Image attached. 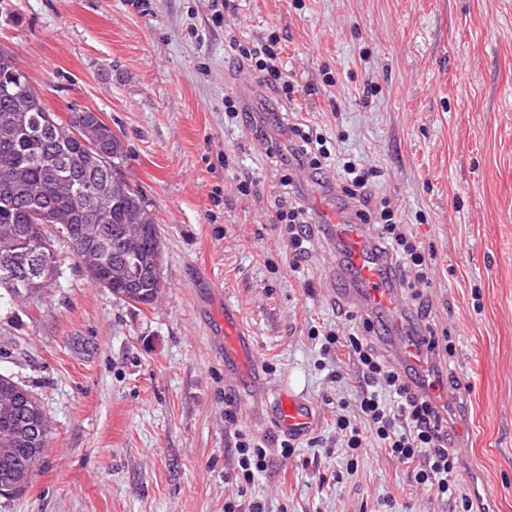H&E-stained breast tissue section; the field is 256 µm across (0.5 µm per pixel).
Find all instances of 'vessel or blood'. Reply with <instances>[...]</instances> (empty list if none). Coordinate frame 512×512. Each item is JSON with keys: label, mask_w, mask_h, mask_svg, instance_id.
<instances>
[{"label": "vessel or blood", "mask_w": 512, "mask_h": 512, "mask_svg": "<svg viewBox=\"0 0 512 512\" xmlns=\"http://www.w3.org/2000/svg\"><path fill=\"white\" fill-rule=\"evenodd\" d=\"M334 231L341 254L336 274L345 295L376 313L394 318V330H401L397 317L404 307V298L398 285L387 276V262L372 246L369 227L357 223L352 214L341 212L336 216ZM391 358L401 369L415 374L417 389L423 396L437 402L447 400V389L431 379L432 359L423 337L416 335L404 340L400 348L392 351ZM255 361L256 352L241 331L239 313L225 309V367L237 376L249 371ZM267 411L277 431L295 440L310 434L319 420L315 404L285 380L277 386Z\"/></svg>", "instance_id": "obj_1"}]
</instances>
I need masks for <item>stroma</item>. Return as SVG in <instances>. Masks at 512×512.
<instances>
[{"instance_id":"35a3bbf8","label":"stroma","mask_w":512,"mask_h":512,"mask_svg":"<svg viewBox=\"0 0 512 512\" xmlns=\"http://www.w3.org/2000/svg\"><path fill=\"white\" fill-rule=\"evenodd\" d=\"M272 36L291 102L230 47ZM0 43L52 112L90 109L120 134L164 250L147 306L95 286L61 240L51 288L25 302L0 288V373L50 427L0 512H459L376 442L347 474L336 412L357 413L356 367L311 336L365 317L331 276L344 202L272 164L250 126L226 121L228 97L276 141L284 118L314 115L337 155L381 170L376 193L434 253L429 313L402 324L451 337L435 369L462 491L512 512V0H232L219 15L209 0H0ZM286 177L315 218L299 257L269 220ZM228 306L255 345L248 383L225 373L214 333ZM285 378L319 412L289 455L262 418L263 383ZM245 437L268 450L251 485L237 477Z\"/></svg>"}]
</instances>
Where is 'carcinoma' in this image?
I'll use <instances>...</instances> for the list:
<instances>
[{"mask_svg":"<svg viewBox=\"0 0 512 512\" xmlns=\"http://www.w3.org/2000/svg\"><path fill=\"white\" fill-rule=\"evenodd\" d=\"M16 71V52L7 45L0 48V78ZM19 90L18 99L0 91V125L8 122L19 128L11 139H0V194L8 190L13 196L14 210L6 223L17 229L15 242L0 241V268L7 264L10 250L40 248L46 253L49 273L43 287H48L56 275L58 256L54 240L39 215L47 210L71 213L69 228L62 232V237L69 249H78L84 244L81 213L96 202L94 223L108 225L98 240L106 263L91 282L129 304H152L163 288L162 276L155 275L154 269L164 263V254L154 250L153 232L160 231L154 213L142 192L125 181L121 171L118 175L124 180L125 191L116 200H98L97 188L106 175L85 160L87 139L108 138V126L94 117L82 132L72 118L63 120L50 111L30 80L20 79ZM130 210L142 213L147 228L137 246L119 249L113 246V240L119 237L125 214ZM121 262L128 263L135 272L136 283L132 288L110 282L112 265ZM48 433L46 426L42 432L34 430L28 438L17 441L13 446L16 465L33 469L29 449L46 445Z\"/></svg>","mask_w":512,"mask_h":512,"instance_id":"obj_1","label":"carcinoma"}]
</instances>
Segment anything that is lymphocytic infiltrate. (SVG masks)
Masks as SVG:
<instances>
[{
  "label": "lymphocytic infiltrate",
  "mask_w": 512,
  "mask_h": 512,
  "mask_svg": "<svg viewBox=\"0 0 512 512\" xmlns=\"http://www.w3.org/2000/svg\"><path fill=\"white\" fill-rule=\"evenodd\" d=\"M231 47L260 74L265 85L286 99H293L294 80L275 64L276 39L252 46L235 40ZM287 152L314 176L335 169L346 199L358 202L362 221L375 226L378 248L390 258L392 276L404 281L412 277L418 283H428L432 256L422 248L409 224L389 202L377 200L373 192L375 170L353 159L332 163L326 139L302 123L289 125ZM270 220L286 226L295 255L306 253L313 219L303 204L293 200L279 205ZM372 328L371 321H363L361 331L351 332L344 339L357 368L358 408L368 425L363 431L345 417H337L336 427L345 433V446L357 451L364 447L366 435H373L380 448L411 465L416 484L438 496L455 497L459 473L450 448L448 422L432 401L419 395L409 377L382 360L368 344L364 334Z\"/></svg>",
  "instance_id": "obj_1"
}]
</instances>
